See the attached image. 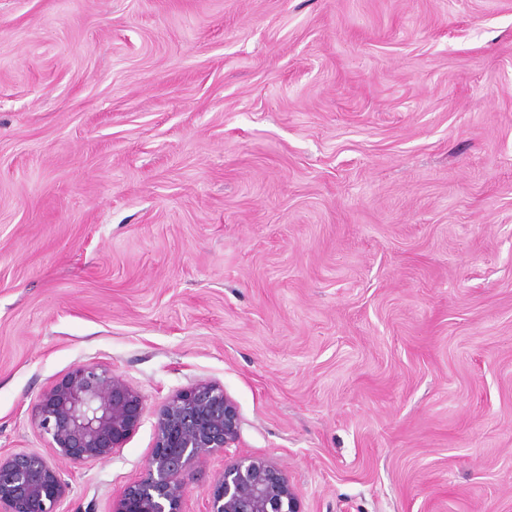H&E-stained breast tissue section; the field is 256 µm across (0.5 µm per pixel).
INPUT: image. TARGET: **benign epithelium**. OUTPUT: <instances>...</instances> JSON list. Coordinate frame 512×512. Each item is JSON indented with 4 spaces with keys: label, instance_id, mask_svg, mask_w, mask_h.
<instances>
[{
    "label": "benign epithelium",
    "instance_id": "1",
    "mask_svg": "<svg viewBox=\"0 0 512 512\" xmlns=\"http://www.w3.org/2000/svg\"><path fill=\"white\" fill-rule=\"evenodd\" d=\"M143 397L100 363H82L40 396L35 417L50 457L0 454V512H57L68 494L60 462L111 457L139 427ZM153 450L137 482L112 512H182L189 468L235 447L237 407L213 382L178 391L155 410ZM205 512H300L288 477L275 464L241 458L224 467L208 492Z\"/></svg>",
    "mask_w": 512,
    "mask_h": 512
}]
</instances>
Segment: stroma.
<instances>
[{
  "mask_svg": "<svg viewBox=\"0 0 512 512\" xmlns=\"http://www.w3.org/2000/svg\"><path fill=\"white\" fill-rule=\"evenodd\" d=\"M201 380L300 512H512V0H0V452L79 363Z\"/></svg>",
  "mask_w": 512,
  "mask_h": 512,
  "instance_id": "1",
  "label": "stroma"
}]
</instances>
